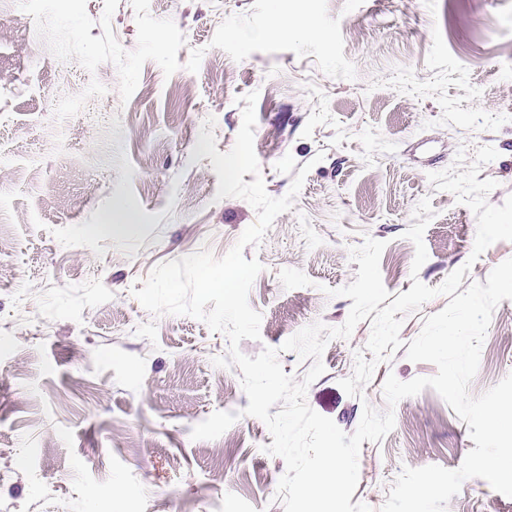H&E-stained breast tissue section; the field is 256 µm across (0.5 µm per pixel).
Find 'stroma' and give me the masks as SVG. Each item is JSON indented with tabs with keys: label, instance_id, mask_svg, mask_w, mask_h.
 <instances>
[{
	"label": "stroma",
	"instance_id": "obj_1",
	"mask_svg": "<svg viewBox=\"0 0 512 512\" xmlns=\"http://www.w3.org/2000/svg\"><path fill=\"white\" fill-rule=\"evenodd\" d=\"M290 20L276 32L278 18ZM0 512H284L286 470L227 355L225 334L155 315L132 295L153 268L200 250L224 256L257 218L217 199L206 120L219 152L257 92L254 149L271 197L307 169L291 210L246 259L263 266L249 304L262 315L254 357L310 367L283 343L345 323L352 248L384 241L383 284L463 285L512 258V241L471 260L477 219L429 173L457 153L497 149L480 176L494 206L512 196V0H0ZM435 211L428 259L412 273L404 237L422 198ZM310 286L285 289L282 269ZM371 335L328 342L306 401L345 433L364 405L389 409L387 376L430 377L404 351L379 363L361 397L340 386ZM512 374V300L495 309L469 392ZM394 429L363 442L353 501L380 512L403 467L461 466L468 426L432 388L392 408ZM238 413L214 440L191 430ZM446 512H512V498L464 481Z\"/></svg>",
	"mask_w": 512,
	"mask_h": 512
}]
</instances>
